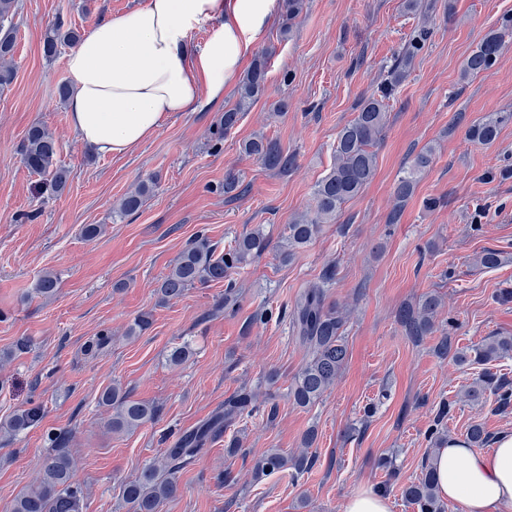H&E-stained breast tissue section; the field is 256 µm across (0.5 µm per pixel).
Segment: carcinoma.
Wrapping results in <instances>:
<instances>
[{
  "instance_id": "carcinoma-1",
  "label": "carcinoma",
  "mask_w": 512,
  "mask_h": 512,
  "mask_svg": "<svg viewBox=\"0 0 512 512\" xmlns=\"http://www.w3.org/2000/svg\"><path fill=\"white\" fill-rule=\"evenodd\" d=\"M14 15L15 0H0V86L9 84L13 77ZM510 35L512 16H507L502 19L500 27L484 37L466 58L461 77H475L491 69L503 50L505 37ZM80 41L81 35L77 31L64 28L60 22L54 23L46 29L43 49L46 55L53 56L60 47H74ZM417 50L413 41L402 48L388 67L384 81L359 101L354 119L337 133L334 163L315 184L311 207L289 221L288 236L280 250L283 261L291 260L297 250L316 238L323 225L333 223L343 206L357 197L375 177V147L388 123L387 101L408 77ZM266 75V60L259 58L240 81L238 102L224 110L220 122L222 133L232 129L245 108L264 92ZM506 119L507 116L500 113L489 114L472 125L468 135L482 144H491L497 139ZM244 151L258 156L271 170L286 171L294 165V158L284 154L277 141L263 136L246 142ZM57 152V141L44 126L34 125L28 130L22 145V162L32 172L47 177L49 188L60 193L66 187L68 171L58 164ZM434 157L435 147L432 145L424 146L415 155L410 168L395 182L394 195L398 201L404 202L412 196L419 176L431 166ZM149 192V185L142 183L128 193L119 205L118 216L137 211ZM270 246V238L260 225L221 250L206 234L200 233L170 267L157 294L165 303L181 298L198 284L224 282V302L227 303L232 300L235 288L228 277L265 253ZM334 280L335 269L330 266L317 283L300 295L292 312L297 340L308 354L288 388V398L300 407L316 403L333 389L347 362L344 330L350 310L327 303V290ZM442 306L439 296L429 294L419 301L417 307L407 306L400 310L401 323L409 335L424 336L433 331ZM441 350L444 356L450 357L449 363L455 366L486 365L512 354V336H487L477 345L455 350L445 339ZM191 355L192 348L185 342L172 349L167 360L169 364L179 366ZM493 397L505 408L512 401V391L489 371L474 379L462 395L463 401L472 405H483ZM254 401L255 394L245 388L224 401L223 414L183 433L138 477L123 484L124 502L133 512H158L160 504L178 491L176 474L203 450L205 442L213 434L227 431L253 406ZM99 405L110 412L108 426L116 433L131 432L158 414L155 404L131 399L129 392L118 384L101 392ZM32 422L33 415L21 413L0 427L7 433L17 434ZM316 437L315 429L307 430L302 437V448L289 454L278 448L267 449L255 460L253 477L260 479L284 470L291 471L296 477L303 475L314 464L311 448ZM64 444L65 437L59 435L55 438V447L44 457L38 478L10 502L6 512H83L84 495L77 479V469ZM402 496L417 508V512H445L438 494L436 471L428 462L422 465L418 478L402 487Z\"/></svg>"
}]
</instances>
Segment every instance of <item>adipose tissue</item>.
Segmentation results:
<instances>
[{"instance_id": "adipose-tissue-1", "label": "adipose tissue", "mask_w": 512, "mask_h": 512, "mask_svg": "<svg viewBox=\"0 0 512 512\" xmlns=\"http://www.w3.org/2000/svg\"><path fill=\"white\" fill-rule=\"evenodd\" d=\"M278 8L279 0H146L98 23L67 57L73 129L98 152L133 151L174 113L222 97ZM209 22L210 38L193 49L191 33ZM431 462L441 497L466 512H512V433L489 453L449 440Z\"/></svg>"}]
</instances>
